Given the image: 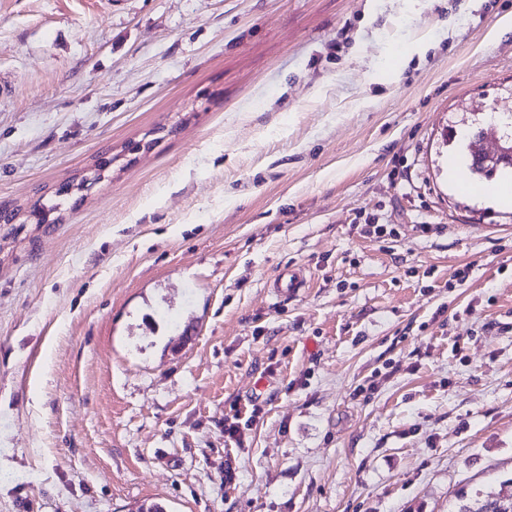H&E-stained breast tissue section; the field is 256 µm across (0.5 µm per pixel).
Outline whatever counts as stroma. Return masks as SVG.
Masks as SVG:
<instances>
[{"instance_id":"35a3bbf8","label":"stroma","mask_w":512,"mask_h":512,"mask_svg":"<svg viewBox=\"0 0 512 512\" xmlns=\"http://www.w3.org/2000/svg\"><path fill=\"white\" fill-rule=\"evenodd\" d=\"M464 4L0 0V512L500 492L512 209L448 135L512 113V0Z\"/></svg>"}]
</instances>
